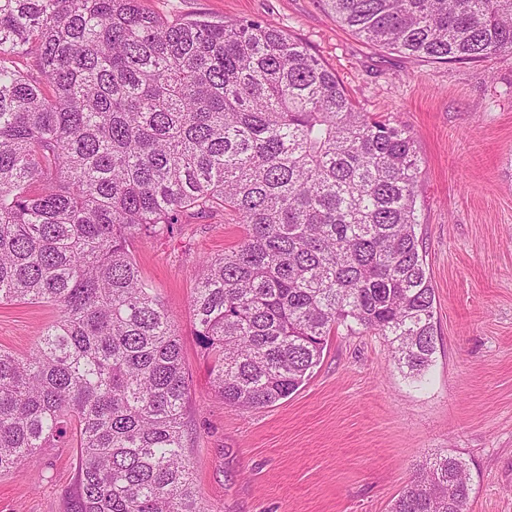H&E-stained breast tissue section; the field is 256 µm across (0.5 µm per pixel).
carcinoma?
<instances>
[{
    "mask_svg": "<svg viewBox=\"0 0 512 512\" xmlns=\"http://www.w3.org/2000/svg\"><path fill=\"white\" fill-rule=\"evenodd\" d=\"M322 2L409 56L512 55V0ZM419 178L413 137L270 23L0 0V303L60 311L29 353L0 349V474L72 448L69 512H201L180 338L129 249L189 214L246 225L193 295L224 405L287 398L341 327L387 338L422 376L436 338ZM471 492L445 453L391 512H464Z\"/></svg>",
    "mask_w": 512,
    "mask_h": 512,
    "instance_id": "obj_1",
    "label": "carcinoma"
}]
</instances>
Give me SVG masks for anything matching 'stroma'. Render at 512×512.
Masks as SVG:
<instances>
[{
    "mask_svg": "<svg viewBox=\"0 0 512 512\" xmlns=\"http://www.w3.org/2000/svg\"><path fill=\"white\" fill-rule=\"evenodd\" d=\"M164 17L259 20L300 39L356 104L405 128L421 169L419 225L434 288V362L423 382L394 364L387 339L339 329L288 398L225 406L195 334L203 256L245 234L217 214L133 240L147 286L180 335L189 378L185 455L203 512H390L414 467L440 452L465 460L466 512H512V55L432 63L371 45L322 0H143ZM56 308L0 304V348L28 353ZM0 475V512H68L73 449H45Z\"/></svg>",
    "mask_w": 512,
    "mask_h": 512,
    "instance_id": "1",
    "label": "stroma"
}]
</instances>
